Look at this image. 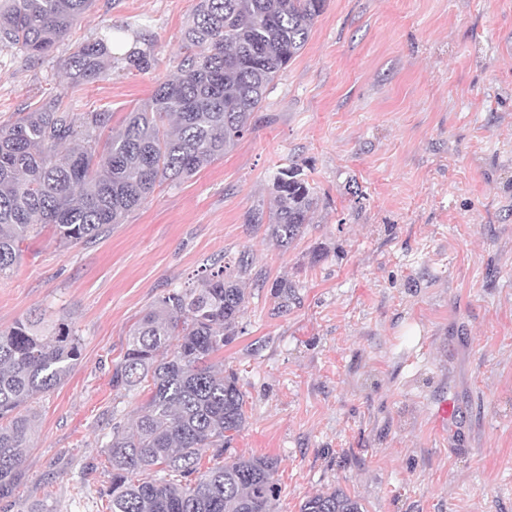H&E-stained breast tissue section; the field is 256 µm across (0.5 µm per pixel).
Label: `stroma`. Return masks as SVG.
Masks as SVG:
<instances>
[{"label": "stroma", "mask_w": 512, "mask_h": 512, "mask_svg": "<svg viewBox=\"0 0 512 512\" xmlns=\"http://www.w3.org/2000/svg\"><path fill=\"white\" fill-rule=\"evenodd\" d=\"M197 3L97 0L40 61L0 48V121L61 94L77 113L110 110L119 132L175 75ZM108 25L154 38L156 68L70 87L58 58ZM291 164L319 201L281 248L245 215L272 206ZM243 250L295 291L282 309L250 287L212 357L246 400L224 456L276 460L275 512L332 487L364 512H512V0H326L224 158L96 239L65 246L46 227L23 243L0 275V330L64 317L81 355L28 408L12 512H108L107 472L83 466L148 398L112 386L128 336L168 289Z\"/></svg>", "instance_id": "obj_1"}]
</instances>
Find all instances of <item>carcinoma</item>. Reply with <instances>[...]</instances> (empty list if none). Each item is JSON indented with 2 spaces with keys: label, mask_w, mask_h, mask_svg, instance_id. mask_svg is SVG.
<instances>
[{
  "label": "carcinoma",
  "mask_w": 512,
  "mask_h": 512,
  "mask_svg": "<svg viewBox=\"0 0 512 512\" xmlns=\"http://www.w3.org/2000/svg\"><path fill=\"white\" fill-rule=\"evenodd\" d=\"M96 0H0V46L40 60L68 36ZM326 0H199L183 33L177 76L129 113L123 133L97 150L111 113H76L57 96L0 123V274L21 245L49 225L63 245L90 241L121 224L165 181L189 177L224 156L254 130L268 88L308 41ZM105 28L81 43L60 67L75 87L107 75L112 64L148 73L156 43L136 31ZM273 207L246 223L268 224L273 239L292 244L316 208L314 188L299 168L273 182ZM249 255L212 268L194 288L169 290L130 334L112 386L147 387L130 429L114 428L104 454L109 512H273L277 462L237 457L201 470L200 449L224 455L244 429V394L232 370L210 362L238 334L252 273ZM80 356L65 322L27 317L0 330V502L11 506L35 416L21 413L39 393L60 385ZM301 512H362L341 489L307 498Z\"/></svg>",
  "instance_id": "cac0c4a2"
}]
</instances>
